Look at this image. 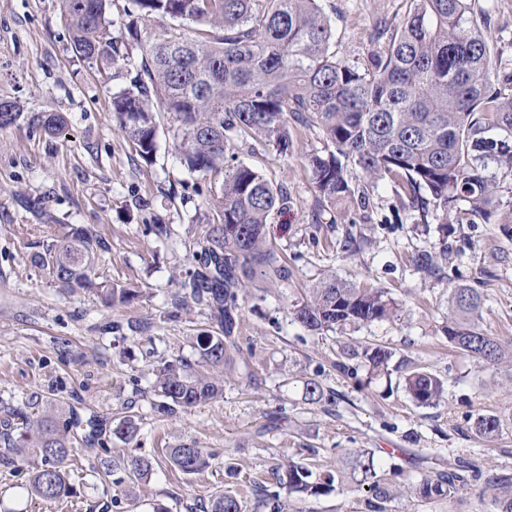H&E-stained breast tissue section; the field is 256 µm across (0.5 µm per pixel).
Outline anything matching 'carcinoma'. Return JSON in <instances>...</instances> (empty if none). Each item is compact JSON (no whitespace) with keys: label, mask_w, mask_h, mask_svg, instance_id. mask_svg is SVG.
Returning a JSON list of instances; mask_svg holds the SVG:
<instances>
[{"label":"carcinoma","mask_w":512,"mask_h":512,"mask_svg":"<svg viewBox=\"0 0 512 512\" xmlns=\"http://www.w3.org/2000/svg\"><path fill=\"white\" fill-rule=\"evenodd\" d=\"M110 0H58L76 54L107 66L118 54L109 32ZM139 14L190 24L189 31L160 35L141 43L140 71L130 86L113 95L111 110L132 151L149 163L157 149V113L170 112L179 123L182 162L192 172L224 174L214 195L213 217L202 234L185 246L193 268L181 278L175 304H194L209 312L214 328L195 337V349L212 367L240 362L253 378L239 336L242 309L258 282L283 280L288 268L269 244L271 215L288 203V193L254 167L226 163L235 139H251L286 156L293 148L288 117L317 128L326 154L311 157L322 203L346 207L366 199L353 172L387 177L422 216L440 223L450 215H477L496 197L498 184L489 165L512 173V93L493 88L498 64L474 11L475 0H412L408 14L384 27L385 46L369 54L364 67L330 50L332 26L321 0H134ZM46 134L63 131L60 114L36 117ZM109 245L88 225L64 226L57 243L33 262L48 270L62 288L93 293L103 304L131 302L137 292L98 282L95 257ZM484 305L474 288L454 287L448 298V344L485 368L512 361V341L481 328ZM396 301L380 288H364L329 277L295 305L294 320L311 331H346L390 320ZM393 353L381 344L349 342L333 368L360 386L389 373ZM366 371L359 377V368ZM405 389L419 407L436 405L445 384L421 368L405 373ZM306 399H329L322 383L304 382ZM154 410L169 415L223 395L224 376L196 377L184 366L165 363L156 370ZM16 434L0 433L7 455L0 462L19 466L37 459L29 492L45 501L69 491L63 463L72 455L77 415L18 414ZM504 419L482 414L475 431L493 440ZM139 431L133 415L124 416L112 435L125 443ZM211 455L194 446L169 449L171 463L191 475L209 467ZM122 482L140 479L152 468L143 456L113 464ZM398 464L379 471L375 453L348 452L336 466L314 470L290 461L272 469V479L252 488L253 512H288L287 495L328 494L335 486L368 494L369 512H385L395 498L434 501L454 498L467 486L455 471L427 474L407 483ZM492 491L489 512H512V477L484 479ZM201 512H243L240 499L226 491L210 497Z\"/></svg>","instance_id":"cac0c4a2"}]
</instances>
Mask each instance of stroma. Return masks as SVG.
Returning a JSON list of instances; mask_svg holds the SVG:
<instances>
[{
    "label": "stroma",
    "instance_id": "obj_1",
    "mask_svg": "<svg viewBox=\"0 0 512 512\" xmlns=\"http://www.w3.org/2000/svg\"><path fill=\"white\" fill-rule=\"evenodd\" d=\"M501 70L512 71V0H476ZM334 30L333 49L365 65L377 49L376 28L406 16L411 0H322ZM132 0H112L109 31L119 49L111 65L78 58L57 0H0V101L15 102V121L0 128V419L54 406L112 428L139 418L136 439L77 437L65 463L67 496L31 497L29 466H0V512H189L218 491L231 490L251 507L250 487L271 480L279 463L313 458L332 464L351 448H370L383 466L402 464L403 479L447 471L465 457L483 474L512 476V365L487 370L448 344L443 326L451 288L477 289L485 300L482 328L512 340V175L496 171L498 202L490 221L422 222L403 208L394 184L371 180L369 204L331 210L318 203L310 158L326 144L316 129L291 123L288 156L234 142L229 151L288 191V207L268 228L288 267L286 280L254 291L240 322L245 357L256 376L224 372L221 397L191 410L159 415L152 407L153 372L183 360L195 375L210 374L194 338L210 326L208 311L175 306L177 282L192 264L185 241L199 237L212 213L209 201L222 175L189 173L175 149L178 123L158 115L152 162L132 152L111 111L112 95L128 86L141 49L127 30ZM62 113L65 134L35 131L36 115ZM42 204L61 224H88L109 251L95 263L97 281L138 290L132 302L102 306L91 293L66 292L32 257L52 241L24 200ZM165 224L168 239L144 233ZM354 246H347V237ZM433 257L428 276L418 255ZM382 288L398 303L394 319L361 326L356 337L393 352V364L422 367L447 384L443 401L416 406L400 372L356 386L333 369L344 342L335 332H312L294 321L296 302L327 277ZM336 392L335 407L308 404L304 381ZM508 415L502 433H476L478 414ZM193 445L212 454L209 468L186 475L172 467L170 448ZM145 456L153 466L137 481L114 485L99 462ZM236 477H229L228 468ZM366 493L334 491L290 499L289 512H368ZM475 492L452 501L396 499L386 512H483Z\"/></svg>",
    "mask_w": 512,
    "mask_h": 512
}]
</instances>
